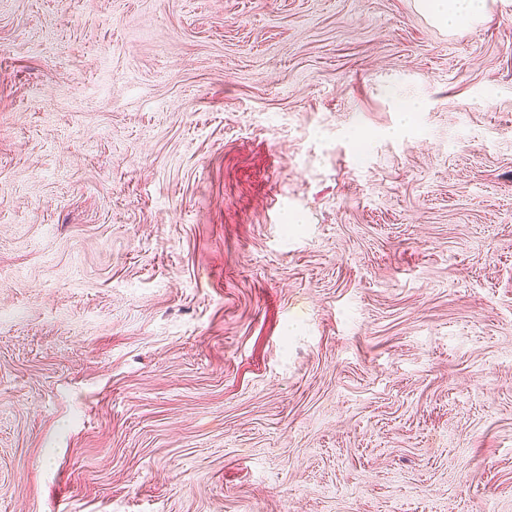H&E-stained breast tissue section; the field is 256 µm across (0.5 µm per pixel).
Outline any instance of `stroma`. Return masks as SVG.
<instances>
[{
  "instance_id": "stroma-1",
  "label": "stroma",
  "mask_w": 512,
  "mask_h": 512,
  "mask_svg": "<svg viewBox=\"0 0 512 512\" xmlns=\"http://www.w3.org/2000/svg\"><path fill=\"white\" fill-rule=\"evenodd\" d=\"M0 512H512V0H0ZM420 11L435 26L448 29L468 27L484 20L487 0H417Z\"/></svg>"
}]
</instances>
